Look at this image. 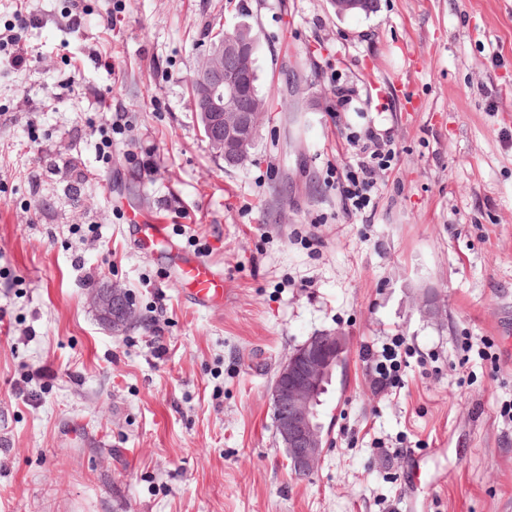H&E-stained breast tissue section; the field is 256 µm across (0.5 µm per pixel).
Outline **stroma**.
Listing matches in <instances>:
<instances>
[{
	"label": "stroma",
	"instance_id": "obj_1",
	"mask_svg": "<svg viewBox=\"0 0 512 512\" xmlns=\"http://www.w3.org/2000/svg\"><path fill=\"white\" fill-rule=\"evenodd\" d=\"M243 23L269 110L228 168L191 80ZM7 31L27 61L0 65V512H512V0H0ZM369 127L398 155L352 214ZM132 214L222 271L223 304L188 303ZM106 283L131 328L100 321ZM322 331L347 365L300 480L268 392ZM391 347L375 385L365 356ZM129 223L142 247L149 253L153 252L163 240L169 239L168 224L163 219L156 217L151 224H146L142 218L138 217L130 218ZM382 359L375 360L371 369L376 376L377 382L391 384L394 382L396 373L401 368V362L397 360V354L392 349L383 350Z\"/></svg>",
	"mask_w": 512,
	"mask_h": 512
}]
</instances>
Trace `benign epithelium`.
I'll return each instance as SVG.
<instances>
[{"label":"benign epithelium","instance_id":"7a95c632","mask_svg":"<svg viewBox=\"0 0 512 512\" xmlns=\"http://www.w3.org/2000/svg\"><path fill=\"white\" fill-rule=\"evenodd\" d=\"M336 15L366 10L370 0H332ZM255 40L240 26L212 46L193 77V110L216 156L238 167L243 151L256 135L258 94ZM100 320L123 329L134 322L125 292L110 285L94 295ZM346 336L325 332L309 337L281 363L269 391L276 433L286 450L292 473L309 476L322 460L324 424L320 394L345 361Z\"/></svg>","mask_w":512,"mask_h":512}]
</instances>
